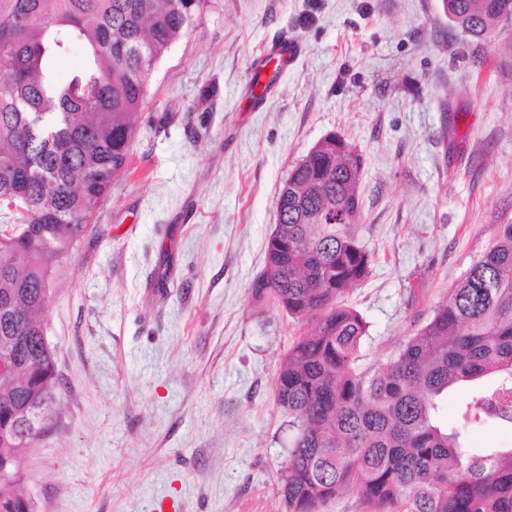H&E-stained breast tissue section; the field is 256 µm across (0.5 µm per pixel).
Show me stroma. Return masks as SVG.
I'll list each match as a JSON object with an SVG mask.
<instances>
[{
    "mask_svg": "<svg viewBox=\"0 0 512 512\" xmlns=\"http://www.w3.org/2000/svg\"><path fill=\"white\" fill-rule=\"evenodd\" d=\"M302 54L261 110L251 64ZM363 154L346 297L386 362L512 222V29L464 41L442 0H210L159 61L127 172L57 265L44 314L60 397L18 465L37 512H286L274 378L304 328L253 284L292 167ZM299 54V44L293 38L288 39V37H284L279 42L269 47L267 51L255 61L251 76V84L256 78H258L259 81L262 82L263 86H266V89H268L270 86L275 84L271 77H267L266 71L268 65L274 62L278 65L281 72H285L294 64L296 59L299 57Z\"/></svg>",
    "mask_w": 512,
    "mask_h": 512,
    "instance_id": "35a3bbf8",
    "label": "stroma"
}]
</instances>
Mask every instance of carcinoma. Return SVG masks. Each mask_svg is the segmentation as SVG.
<instances>
[{"label":"carcinoma","mask_w":512,"mask_h":512,"mask_svg":"<svg viewBox=\"0 0 512 512\" xmlns=\"http://www.w3.org/2000/svg\"><path fill=\"white\" fill-rule=\"evenodd\" d=\"M208 0H0V203L25 211L0 236V512H31L16 477L24 412L52 415L58 381L44 337L54 265L95 225L124 173L149 78ZM464 39L512 26V0H443ZM79 39L83 72L59 83L50 53ZM289 171L275 202L277 237L254 285L312 325L274 381L291 435L281 471L287 512H321L345 492L362 512H512V448L470 446V427L512 425V223L496 225L448 300L387 363L358 366L368 323L344 297L370 273L355 234L363 159L331 135ZM474 388L461 425L439 415L448 392Z\"/></svg>","instance_id":"obj_1"}]
</instances>
